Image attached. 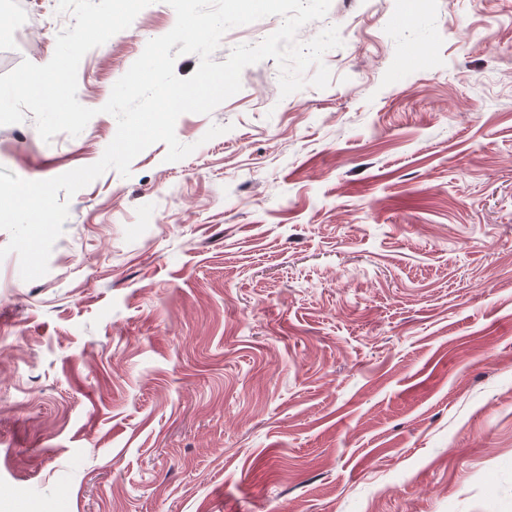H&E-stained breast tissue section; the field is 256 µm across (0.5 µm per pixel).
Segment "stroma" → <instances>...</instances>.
<instances>
[{
	"mask_svg": "<svg viewBox=\"0 0 512 512\" xmlns=\"http://www.w3.org/2000/svg\"><path fill=\"white\" fill-rule=\"evenodd\" d=\"M57 7L0 0V74L52 58ZM175 21L84 55L78 136L0 125V171L96 163ZM331 26L328 87L246 67L178 117L191 155L75 193L44 276L0 260V512H512V0H331L296 39Z\"/></svg>",
	"mask_w": 512,
	"mask_h": 512,
	"instance_id": "1",
	"label": "stroma"
}]
</instances>
